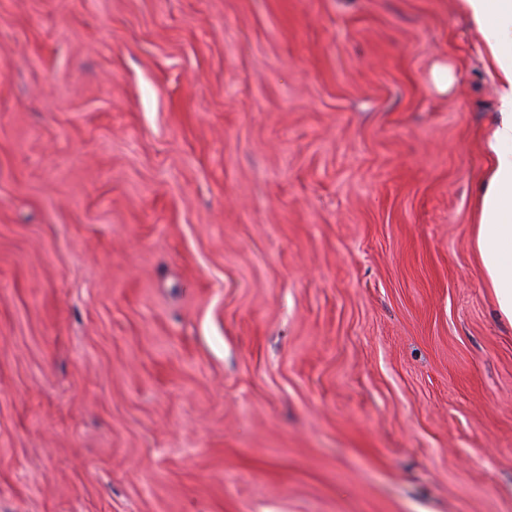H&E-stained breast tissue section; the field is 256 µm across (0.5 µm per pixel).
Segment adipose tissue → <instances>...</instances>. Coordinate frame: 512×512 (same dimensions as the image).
I'll use <instances>...</instances> for the list:
<instances>
[{"instance_id":"1","label":"adipose tissue","mask_w":512,"mask_h":512,"mask_svg":"<svg viewBox=\"0 0 512 512\" xmlns=\"http://www.w3.org/2000/svg\"><path fill=\"white\" fill-rule=\"evenodd\" d=\"M483 38L499 110L487 133L490 161L479 188L473 249L499 315L512 323V0H460Z\"/></svg>"}]
</instances>
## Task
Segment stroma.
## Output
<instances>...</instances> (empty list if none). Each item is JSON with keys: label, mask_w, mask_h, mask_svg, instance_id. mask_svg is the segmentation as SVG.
<instances>
[{"label": "stroma", "mask_w": 512, "mask_h": 512, "mask_svg": "<svg viewBox=\"0 0 512 512\" xmlns=\"http://www.w3.org/2000/svg\"><path fill=\"white\" fill-rule=\"evenodd\" d=\"M481 42L459 0H0V512H512Z\"/></svg>", "instance_id": "1"}]
</instances>
